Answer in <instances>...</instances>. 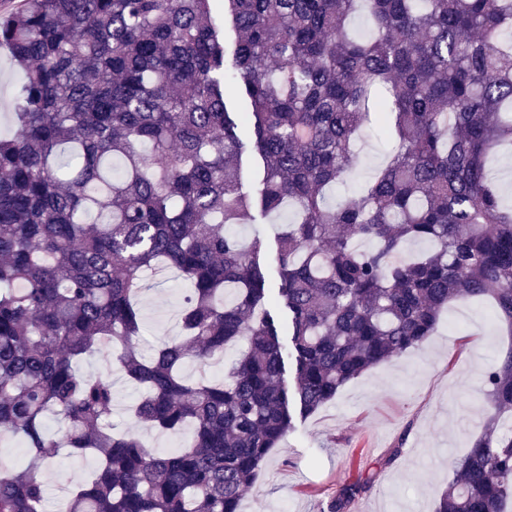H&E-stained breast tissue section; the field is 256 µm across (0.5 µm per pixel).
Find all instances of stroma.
I'll return each instance as SVG.
<instances>
[{
  "label": "stroma",
  "instance_id": "35a3bbf8",
  "mask_svg": "<svg viewBox=\"0 0 512 512\" xmlns=\"http://www.w3.org/2000/svg\"><path fill=\"white\" fill-rule=\"evenodd\" d=\"M25 79L0 47V133L11 134L13 104ZM358 163L345 188L355 191L383 161L388 143L367 130L356 146ZM281 221L259 216L239 228L242 238L266 243L261 258L268 287H278L276 235ZM141 299L140 342L156 346L180 334L177 310L186 288L175 273L148 278ZM487 306L450 303L425 347L381 364L347 385L315 414L296 418L256 482L245 490L240 512H326L336 490L363 474L371 489L353 512H434L451 460L464 455L481 430L482 376L512 350V336L492 327ZM112 376V424L131 428L128 409L138 392L116 363L94 358L81 366ZM90 457L63 455L45 474L57 512L60 490L80 482Z\"/></svg>",
  "mask_w": 512,
  "mask_h": 512
}]
</instances>
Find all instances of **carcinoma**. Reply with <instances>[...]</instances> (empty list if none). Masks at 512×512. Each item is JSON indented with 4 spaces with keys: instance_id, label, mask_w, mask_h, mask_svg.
<instances>
[{
    "instance_id": "obj_1",
    "label": "carcinoma",
    "mask_w": 512,
    "mask_h": 512,
    "mask_svg": "<svg viewBox=\"0 0 512 512\" xmlns=\"http://www.w3.org/2000/svg\"><path fill=\"white\" fill-rule=\"evenodd\" d=\"M360 14L369 36L348 32ZM1 45L26 78L0 138V432L26 453L0 466V512H45L64 449L98 465L63 512H239L292 409L422 346L449 303L487 300L512 334V208L487 165L512 153V0H23L0 15ZM373 115L393 147L331 203ZM241 126L263 172L252 196ZM256 208L291 212L286 354L262 241L235 231ZM415 242L430 249L405 255ZM170 270L188 285L182 336L147 357L136 300ZM241 338L220 381L183 374ZM96 355L138 388L136 424L187 428L182 447L112 431L111 375L78 369ZM481 413L435 512H512V351L485 374ZM370 484L345 483L328 512H353Z\"/></svg>"
}]
</instances>
